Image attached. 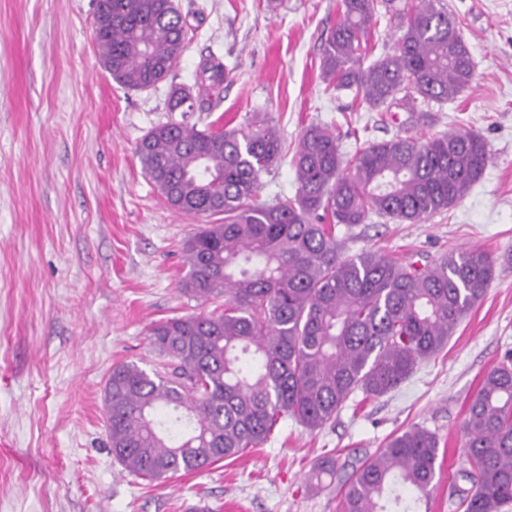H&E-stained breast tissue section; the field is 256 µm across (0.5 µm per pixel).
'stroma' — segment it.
Segmentation results:
<instances>
[{
    "label": "stroma",
    "instance_id": "1",
    "mask_svg": "<svg viewBox=\"0 0 512 512\" xmlns=\"http://www.w3.org/2000/svg\"><path fill=\"white\" fill-rule=\"evenodd\" d=\"M202 11L173 83L128 91L100 66L93 0H0V512H338L339 487L311 492L314 462L353 463L420 425L440 439L434 488L418 512H455L452 485L467 466L458 434L492 367L512 353V0H443L459 18L474 81L431 103L420 130L464 127L491 154L454 207L422 224L375 217L353 227L347 254L375 249L424 262L470 247L490 253L495 276L445 348L394 391L352 398L311 431L281 418L262 445L203 471L156 484L123 469L105 429L112 366L149 370L159 358L152 323L220 313L223 299L180 290L184 243L200 218L174 212L144 176L140 139L171 114V84L194 89L203 58L231 72L222 99L190 122L230 128L275 124L286 149L312 124L333 126L353 158L399 132L400 111L368 112L353 92L328 88L323 44L341 0H176ZM282 159L257 200L294 196Z\"/></svg>",
    "mask_w": 512,
    "mask_h": 512
}]
</instances>
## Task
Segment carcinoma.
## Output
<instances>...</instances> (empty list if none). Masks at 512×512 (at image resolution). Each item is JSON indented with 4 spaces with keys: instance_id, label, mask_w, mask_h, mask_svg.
<instances>
[{
    "instance_id": "cac0c4a2",
    "label": "carcinoma",
    "mask_w": 512,
    "mask_h": 512,
    "mask_svg": "<svg viewBox=\"0 0 512 512\" xmlns=\"http://www.w3.org/2000/svg\"><path fill=\"white\" fill-rule=\"evenodd\" d=\"M329 29L322 76L361 92L370 111L398 107L419 122L432 102L452 101L474 77L471 53L442 0H341ZM401 32L393 52L362 67L364 38L379 9ZM187 17L175 0H95L102 67L132 91L168 79L186 48ZM230 73L202 60L199 100L221 99ZM284 152L268 123L197 128L186 120L152 128L136 145L142 172L176 212L209 218L185 243L180 288L224 311L152 324L159 368L112 366L104 388L112 456L129 473L163 483L248 448L283 416L315 431L355 393L381 397L448 344L494 280L480 250L419 266L374 250L344 255L336 227L372 217L419 224L461 201L490 161L470 130L426 137L407 129L366 142L350 160L327 125L301 133L292 156L294 197L258 204L261 175ZM470 484L455 487L463 512H512V354L488 371L461 426ZM437 435L414 426L341 475L334 454L308 478L340 484L339 512H413L436 477Z\"/></svg>"
}]
</instances>
